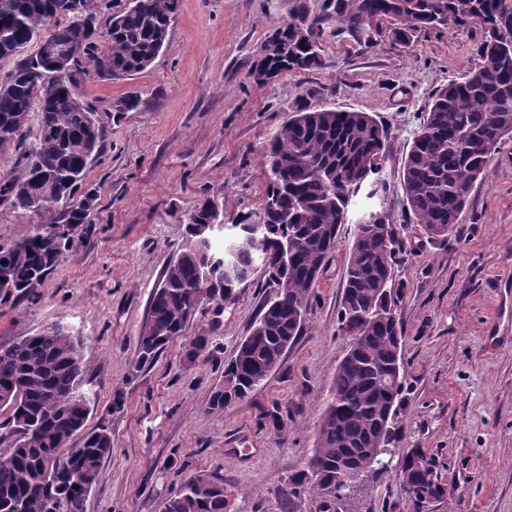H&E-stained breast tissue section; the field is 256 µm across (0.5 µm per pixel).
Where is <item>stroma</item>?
I'll return each mask as SVG.
<instances>
[{
	"label": "stroma",
	"mask_w": 512,
	"mask_h": 512,
	"mask_svg": "<svg viewBox=\"0 0 512 512\" xmlns=\"http://www.w3.org/2000/svg\"><path fill=\"white\" fill-rule=\"evenodd\" d=\"M297 0H179L167 44L144 71L91 78L80 92L96 109L102 152L86 187L93 223L79 227L66 259L34 296L0 306V348L60 325L87 365V429L106 426L112 451L85 512H161L184 479L219 473L225 512H282L273 494L315 447L335 370L350 339L338 330L353 223L386 208L402 251L395 267L403 327L405 448L434 464L446 495L425 512H512V140L493 155L447 238L434 239L408 211L405 157L433 91L471 66L475 25L418 31L408 45L387 32L366 42L327 29L321 65L262 85L249 71L260 44ZM359 110L391 136L376 196L359 192L348 224L309 300L303 331L281 366L244 401L207 412L224 365L269 295L262 271L221 310L205 307L150 364L137 340L151 295L206 196L224 230L258 212L263 152L301 96ZM136 109L116 112L125 96ZM208 347L190 354L198 336ZM280 410L282 429L268 414ZM352 512H410L397 469L370 476Z\"/></svg>",
	"instance_id": "stroma-1"
}]
</instances>
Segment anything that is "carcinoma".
I'll use <instances>...</instances> for the list:
<instances>
[{
    "instance_id": "carcinoma-1",
    "label": "carcinoma",
    "mask_w": 512,
    "mask_h": 512,
    "mask_svg": "<svg viewBox=\"0 0 512 512\" xmlns=\"http://www.w3.org/2000/svg\"><path fill=\"white\" fill-rule=\"evenodd\" d=\"M177 7L178 0H0V61L14 60L0 73V147L14 145L21 167L19 177L0 180V204L41 218L27 238L0 245V305L34 294L64 259L75 229L92 223L94 193L81 200L75 195L90 158L101 151L103 133L95 108L78 93L81 80L144 71L162 51ZM370 18L379 30L389 25L391 40L404 45L423 28L470 22L483 30L474 64L432 94L403 168L409 211L428 236L446 238L490 157L512 140V43L497 38L500 22L512 20V0H326L318 13L301 0L266 38L277 39L279 50L258 54L256 64L278 75L316 69L326 28L358 34ZM297 22L307 27V37H298ZM34 43L37 49L27 53ZM68 45L82 48L77 58L56 55ZM33 112L39 123L31 142ZM390 148L387 129L366 112L297 105L266 150L263 206L254 220L240 221L257 229H239L231 249L208 245L198 241L195 225L215 219L214 199L194 209L187 236L152 294L138 363L153 361L183 335L193 311L213 297L231 298L225 259L232 261L237 286L259 263L271 295L224 366V384L212 392L207 409L222 412L248 398L281 366L287 343L301 332L352 201L380 172ZM398 252L388 212H372L355 225L338 312V330L351 346L336 368L315 448L274 489L285 512H300L306 498L316 512H349L350 500L336 494L338 474L383 472V449L398 447L404 410ZM207 266L208 280L202 276ZM85 385L80 346L61 326L0 348V410H8L0 441L10 455L0 462V512H85L88 491L73 486L70 466L91 488L112 452L106 427L84 431L90 403ZM78 433L81 447L74 448L70 441ZM401 476L415 491L408 496L413 512H422L417 493L435 500L445 495L432 470L407 461ZM224 505V478L194 475L164 501L162 512H224Z\"/></svg>"
}]
</instances>
